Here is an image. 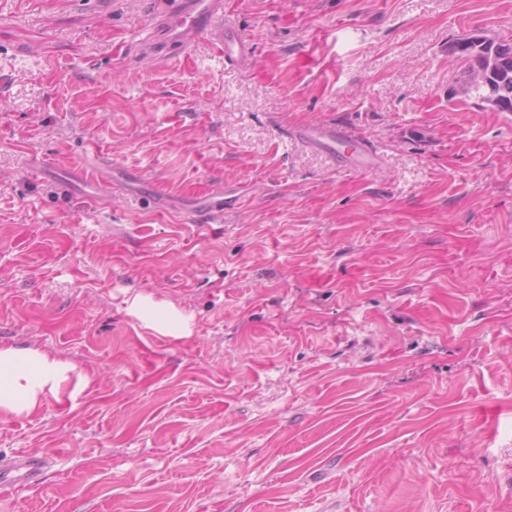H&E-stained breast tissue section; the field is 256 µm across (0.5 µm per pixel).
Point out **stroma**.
I'll list each match as a JSON object with an SVG mask.
<instances>
[{
    "label": "stroma",
    "mask_w": 512,
    "mask_h": 512,
    "mask_svg": "<svg viewBox=\"0 0 512 512\" xmlns=\"http://www.w3.org/2000/svg\"><path fill=\"white\" fill-rule=\"evenodd\" d=\"M232 2L227 65L135 46L154 0H0V346L87 381L0 420V512H512V114L448 55L512 0ZM315 122L380 164L287 138ZM83 158L170 210L61 193ZM289 137L326 153L338 166L351 170H369L380 157L377 149L355 139L349 130L335 123L294 127L289 130ZM228 195V190L224 187L205 193L198 198L192 211L193 214L206 224L213 223L215 220L222 218L224 210L231 205L233 200ZM130 309L165 336L177 338L187 334V319L171 307L155 304L148 298L137 296L132 300Z\"/></svg>",
    "instance_id": "obj_1"
}]
</instances>
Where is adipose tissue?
Here are the masks:
<instances>
[{
	"label": "adipose tissue",
	"mask_w": 512,
	"mask_h": 512,
	"mask_svg": "<svg viewBox=\"0 0 512 512\" xmlns=\"http://www.w3.org/2000/svg\"><path fill=\"white\" fill-rule=\"evenodd\" d=\"M130 309L159 333L180 337L187 320L177 310L135 297ZM76 369L70 363L32 349H0V417L34 412L46 397L69 391Z\"/></svg>",
	"instance_id": "obj_1"
}]
</instances>
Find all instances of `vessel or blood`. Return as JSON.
Instances as JSON below:
<instances>
[{
    "mask_svg": "<svg viewBox=\"0 0 512 512\" xmlns=\"http://www.w3.org/2000/svg\"><path fill=\"white\" fill-rule=\"evenodd\" d=\"M231 10L230 0H165L164 6L155 11L148 33L140 43L156 59L168 62L203 39L226 63L238 62L249 54L251 47L242 31L231 22ZM289 136L326 153L338 166L351 170L371 169L379 160L377 149L333 123L294 127ZM72 175L75 183L90 186L86 203L99 202L97 189L102 179L99 166L82 160L73 164ZM231 203L227 189L220 187L199 197L193 213L210 224L222 218Z\"/></svg>",
    "mask_w": 512,
    "mask_h": 512,
    "instance_id": "b4317fda",
    "label": "vessel or blood"
}]
</instances>
